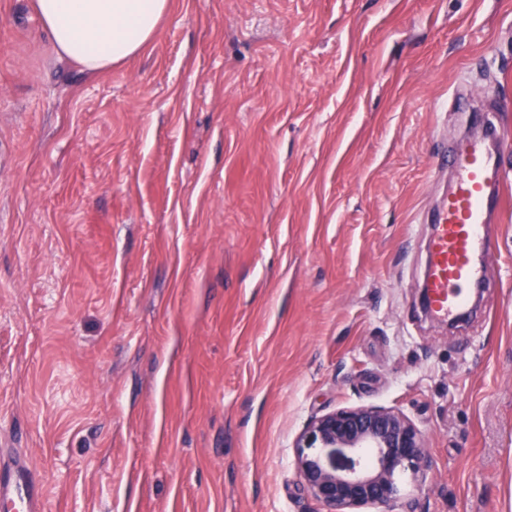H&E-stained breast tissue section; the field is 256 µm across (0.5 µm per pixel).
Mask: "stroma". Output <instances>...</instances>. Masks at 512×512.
Here are the masks:
<instances>
[{
    "instance_id": "35a3bbf8",
    "label": "stroma",
    "mask_w": 512,
    "mask_h": 512,
    "mask_svg": "<svg viewBox=\"0 0 512 512\" xmlns=\"http://www.w3.org/2000/svg\"><path fill=\"white\" fill-rule=\"evenodd\" d=\"M512 103V0H172L97 74L0 0V440L46 512H311L293 443L401 411L421 512H512L507 203L476 315L425 314L428 212Z\"/></svg>"
}]
</instances>
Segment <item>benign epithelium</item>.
Segmentation results:
<instances>
[{"label":"benign epithelium","mask_w":512,"mask_h":512,"mask_svg":"<svg viewBox=\"0 0 512 512\" xmlns=\"http://www.w3.org/2000/svg\"><path fill=\"white\" fill-rule=\"evenodd\" d=\"M296 467L314 501L327 512H414L400 482L431 467L425 439L401 412L343 408L312 419L295 441Z\"/></svg>","instance_id":"7a95c632"}]
</instances>
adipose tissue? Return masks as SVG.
<instances>
[{
	"label": "adipose tissue",
	"mask_w": 512,
	"mask_h": 512,
	"mask_svg": "<svg viewBox=\"0 0 512 512\" xmlns=\"http://www.w3.org/2000/svg\"><path fill=\"white\" fill-rule=\"evenodd\" d=\"M171 0H35L54 53L91 73L141 52Z\"/></svg>",
	"instance_id": "ef3b65f1"
}]
</instances>
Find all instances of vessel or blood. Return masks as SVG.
I'll return each instance as SVG.
<instances>
[{
    "instance_id": "vessel-or-blood-1",
    "label": "vessel or blood",
    "mask_w": 512,
    "mask_h": 512,
    "mask_svg": "<svg viewBox=\"0 0 512 512\" xmlns=\"http://www.w3.org/2000/svg\"><path fill=\"white\" fill-rule=\"evenodd\" d=\"M504 149L493 135L485 144H461L447 157L457 176L432 216L425 281L428 307L436 316L460 314L468 288L481 279L476 256L489 248L486 224L504 194ZM1 504L14 512H44L43 477L21 449L0 448Z\"/></svg>"
}]
</instances>
